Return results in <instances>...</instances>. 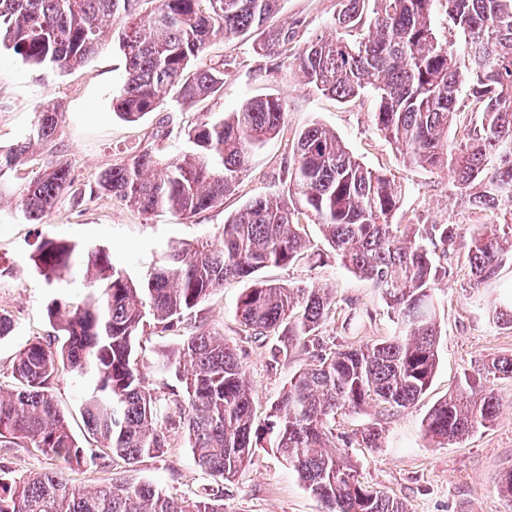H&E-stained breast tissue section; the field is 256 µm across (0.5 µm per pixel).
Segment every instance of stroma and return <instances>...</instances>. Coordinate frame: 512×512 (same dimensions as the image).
<instances>
[{
  "label": "stroma",
  "mask_w": 512,
  "mask_h": 512,
  "mask_svg": "<svg viewBox=\"0 0 512 512\" xmlns=\"http://www.w3.org/2000/svg\"><path fill=\"white\" fill-rule=\"evenodd\" d=\"M338 9L339 0H284L270 23L292 29L293 44L300 47L319 36H334ZM253 43L250 35L215 38L204 61L225 62L223 86L183 110L162 101L155 112L136 122L125 121L112 110V93L124 79L125 60L111 45H104L84 65L66 70L35 66L12 50L0 48V147L15 143L36 121L44 104H60L64 112L51 147L35 152L27 164L0 178V314L13 323L12 332L0 338V390L7 392L16 385L14 363L20 349L36 338L50 341L57 337V326L48 316L51 301L78 302L88 293L84 283L56 288L39 275L32 256L43 240L72 243L80 250L106 249L115 267L132 279H141L169 242L216 239L225 220L249 200L281 194L294 138L310 123L336 132L365 166L400 179L406 192L398 222L431 224L449 219L466 232L491 222L490 212L456 200L446 170L403 162L395 146L374 126L371 95L350 102L324 95L306 84L281 57L256 54ZM267 94L287 102L284 130L251 155L247 172L223 205L188 218L168 212L144 214L114 195L99 192L98 178L112 165L147 147L164 159L189 151L186 133L202 116L235 111L247 100ZM50 158L69 164L73 187L35 224L16 210L12 199ZM301 231L309 241L305 256L288 266L261 269L259 279L333 289L336 304L318 336L353 346L392 336L395 324L378 289L334 258L318 225L304 222ZM440 263L447 266L448 276L437 307L442 328L440 363L430 388L406 410L372 407L339 415L336 431L350 435L370 423L383 426L380 447H355L350 454L366 485L401 499L410 512H512V501L499 490L501 475L512 470V379L496 381L503 408L488 427L444 448L434 446L423 432V419L430 408L455 393L464 374L476 372L488 359L512 355V327L493 322L486 309L469 297L462 252L449 253ZM243 288V282H227L173 327H149L140 336L135 363L146 386L162 400L182 391L173 374L162 372L163 363L178 358L184 341L202 330L216 332L235 347L247 368L257 418H264L289 377L308 366L309 356L302 352L272 360L270 351L279 344L276 338L262 343L245 338L236 317ZM348 317L353 320L349 327L344 324ZM51 390L68 411L75 439L95 454L94 465L73 470L34 448L0 447V467L18 476L55 470L87 489L122 478L178 498L199 496L216 484V477L197 464L178 433L172 434L162 457H144L130 464L112 455L98 447L87 431L81 414L82 381L64 372L52 381ZM224 512H323V508L293 469L266 450L225 483Z\"/></svg>",
  "instance_id": "35a3bbf8"
}]
</instances>
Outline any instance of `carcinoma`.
<instances>
[{
    "mask_svg": "<svg viewBox=\"0 0 512 512\" xmlns=\"http://www.w3.org/2000/svg\"><path fill=\"white\" fill-rule=\"evenodd\" d=\"M373 3V17L366 5ZM445 6L448 32L432 26L435 3ZM281 0H0V44L33 64L81 65L104 41V26L119 21L112 45L125 59V79L112 94V111L136 122L155 111L163 95L180 108L224 84V68L202 63L210 40L259 33L254 50L285 55L318 90L340 100L368 91L377 130L403 161L446 169L458 199L498 215L469 235L461 225L395 224L405 187L353 157L335 133L313 122L296 136L286 194L261 196L227 219L219 241L171 242L144 279L133 281L100 248L78 251L55 240L32 257L48 284L79 270L100 290L49 309L63 342L33 340L20 350L17 387L0 392V447H31L71 467L95 463L72 435L67 411L50 384L58 374L93 377L81 407L90 434L130 464L160 457L178 429L205 470L230 480L259 449L282 457L326 512H409L408 505L359 479L348 452L376 448L373 424L336 435V415L368 406L399 411L430 386L439 364L442 329L435 302L448 256L461 243L471 290L494 284L512 266V0H340L336 37L311 40L288 53L293 32L266 25ZM287 102L267 95L221 117H204L187 132L190 154L162 160L143 150L105 170L99 188L146 214L192 216L224 201L246 171L252 151L275 139ZM470 119L461 138L448 140L454 117ZM60 106H43L30 132L0 150V177L15 170L35 146L58 134ZM69 167L48 160L18 194V207L39 221L72 186ZM320 226L335 256L381 290L396 319L395 335L362 345L339 344L311 354L312 364L288 380L262 420L255 418L246 371L224 338L201 331L188 337L178 359L163 365L184 386V399L164 405L144 385L133 353L150 323L169 324L231 280L270 265L288 266L307 242L302 218ZM327 288L252 281L236 316L254 338L275 335L273 361L301 348L327 319ZM512 379V356H500L467 376L456 394L435 403L425 435L451 445L487 427L502 406L494 381ZM0 512H224V492L177 499L149 484L113 480L92 490L60 473L14 476L0 468Z\"/></svg>",
    "mask_w": 512,
    "mask_h": 512,
    "instance_id": "1",
    "label": "carcinoma"
}]
</instances>
